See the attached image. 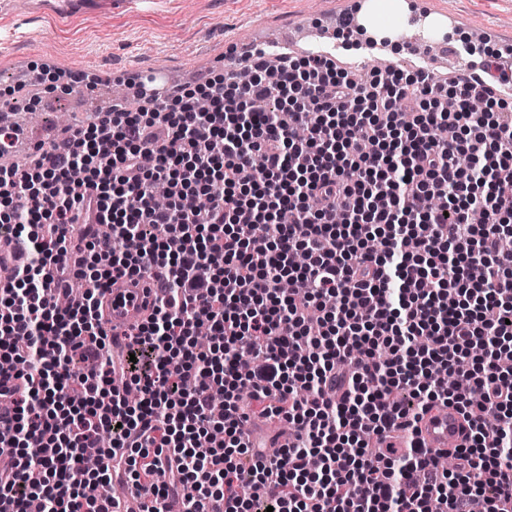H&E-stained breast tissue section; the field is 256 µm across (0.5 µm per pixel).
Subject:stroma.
<instances>
[{"label":"stroma","instance_id":"35a3bbf8","mask_svg":"<svg viewBox=\"0 0 512 512\" xmlns=\"http://www.w3.org/2000/svg\"><path fill=\"white\" fill-rule=\"evenodd\" d=\"M345 0H143L136 9L112 14H77L60 18L46 12L27 18L0 9V104L14 103L19 112L36 110L41 122L28 132L31 142L49 141L68 112L86 121L103 99L113 74L128 78L149 69H169L188 80L205 83L225 65L226 40L248 37L254 24L286 27L303 15L330 13ZM434 7L455 16L454 37H470L485 26L494 29L489 46L512 44V0H434ZM46 68L61 77L75 69L88 70L94 93L79 90L45 98L38 81L27 95L10 99L7 91L23 70Z\"/></svg>","mask_w":512,"mask_h":512}]
</instances>
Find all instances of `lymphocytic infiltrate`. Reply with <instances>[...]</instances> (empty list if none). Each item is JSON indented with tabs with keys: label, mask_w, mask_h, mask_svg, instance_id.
I'll list each match as a JSON object with an SVG mask.
<instances>
[{
	"label": "lymphocytic infiltrate",
	"mask_w": 512,
	"mask_h": 512,
	"mask_svg": "<svg viewBox=\"0 0 512 512\" xmlns=\"http://www.w3.org/2000/svg\"><path fill=\"white\" fill-rule=\"evenodd\" d=\"M248 71L142 84L144 107L113 105L23 169L0 165V231L27 252L0 288V362L23 381L0 423V512L34 498L113 512L97 489L121 474L147 512L176 493L185 512H512V105L419 70L359 81L289 56ZM477 209L488 223H471ZM76 224L107 230L76 242ZM143 273L162 296L126 347L132 405L94 294L55 296L76 277ZM435 404L471 426L448 469L417 434ZM255 418L287 422L296 444L254 447ZM399 430L401 455L367 452Z\"/></svg>",
	"instance_id": "obj_1"
}]
</instances>
